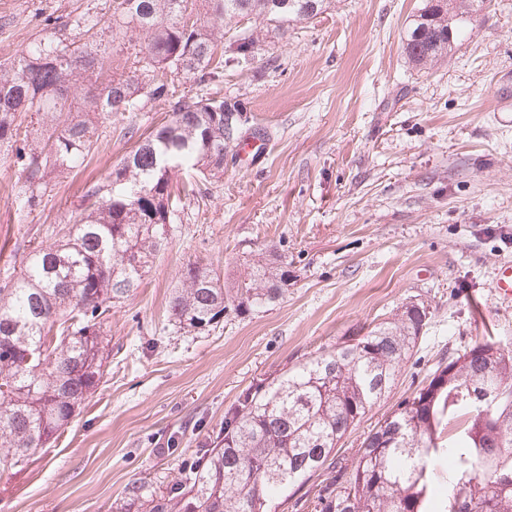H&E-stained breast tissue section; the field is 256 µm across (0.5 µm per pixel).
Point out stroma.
Wrapping results in <instances>:
<instances>
[{"label":"stroma","mask_w":512,"mask_h":512,"mask_svg":"<svg viewBox=\"0 0 512 512\" xmlns=\"http://www.w3.org/2000/svg\"><path fill=\"white\" fill-rule=\"evenodd\" d=\"M424 0H331L267 51L226 70L268 152L236 141L222 179L182 199L170 244L112 310L109 373L57 439L0 475V512H116L125 485L159 492L209 446L241 391L333 348L410 300L432 312L387 400L344 439L356 447L394 401L481 336L512 348V303L496 278L512 261V0H486L465 36L431 66L412 64L407 30ZM108 22L112 0H0V58L81 16ZM167 112L150 103L104 121L87 167L19 209V173L0 151V272L30 243H54L87 190ZM277 246L290 286L267 311L225 313L207 333L173 327L178 272L200 260L225 280Z\"/></svg>","instance_id":"stroma-1"}]
</instances>
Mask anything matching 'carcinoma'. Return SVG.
I'll return each mask as SVG.
<instances>
[{
    "label": "carcinoma",
    "mask_w": 512,
    "mask_h": 512,
    "mask_svg": "<svg viewBox=\"0 0 512 512\" xmlns=\"http://www.w3.org/2000/svg\"><path fill=\"white\" fill-rule=\"evenodd\" d=\"M112 0V44L98 21L75 20L79 40L53 34L0 60V148L18 167V198L36 206L52 179L81 168L99 123L144 108L169 118L138 135L86 192L62 240L33 247L0 278V475L19 472L72 423L104 378L112 305L139 288L166 250L168 224L192 175L224 174V60L280 38L327 0ZM483 0H425L404 44L415 65L448 55ZM244 12L263 26L224 56V20ZM130 50L133 63L118 58ZM146 65L137 67V64ZM198 88L177 94L178 66ZM148 85L147 95L139 94ZM288 292L275 247L245 261L231 288L189 262L168 302L173 325L199 333L225 311L251 314ZM428 320L404 304L361 336L317 350L241 391L213 447L167 493L133 481L120 512H512V349L486 339L442 361L398 400L347 455L341 442L389 397ZM448 462L443 488L431 464Z\"/></svg>",
    "instance_id": "1"
}]
</instances>
